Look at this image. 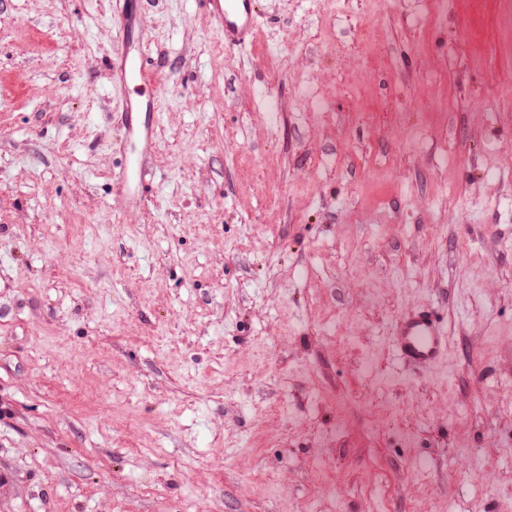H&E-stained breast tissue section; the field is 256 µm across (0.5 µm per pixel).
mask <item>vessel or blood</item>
I'll list each match as a JSON object with an SVG mask.
<instances>
[{
	"instance_id": "vessel-or-blood-1",
	"label": "vessel or blood",
	"mask_w": 512,
	"mask_h": 512,
	"mask_svg": "<svg viewBox=\"0 0 512 512\" xmlns=\"http://www.w3.org/2000/svg\"><path fill=\"white\" fill-rule=\"evenodd\" d=\"M209 16L224 34V45L234 49L252 43L257 18L255 0H202ZM112 83L121 94L116 111L122 124L126 143L132 152L126 153L125 164L115 177L122 201L134 207L152 191L148 164L153 145V128L158 116V93L140 99L131 98L130 86L153 84L154 74L147 68L145 53L128 46L109 57ZM392 346L398 358L416 371L438 365L448 354V336L434 308L420 306L401 316L395 323Z\"/></svg>"
}]
</instances>
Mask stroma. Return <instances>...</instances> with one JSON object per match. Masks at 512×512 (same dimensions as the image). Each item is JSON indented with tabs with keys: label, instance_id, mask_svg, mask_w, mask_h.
<instances>
[{
	"label": "stroma",
	"instance_id": "1",
	"mask_svg": "<svg viewBox=\"0 0 512 512\" xmlns=\"http://www.w3.org/2000/svg\"><path fill=\"white\" fill-rule=\"evenodd\" d=\"M122 11L176 76L137 209ZM257 12L0 0V512H512V0ZM224 32V46L234 49L253 41L257 18L254 0H200ZM392 346L398 358L416 371L438 365L448 354V336L433 307H415L395 323Z\"/></svg>",
	"mask_w": 512,
	"mask_h": 512
}]
</instances>
